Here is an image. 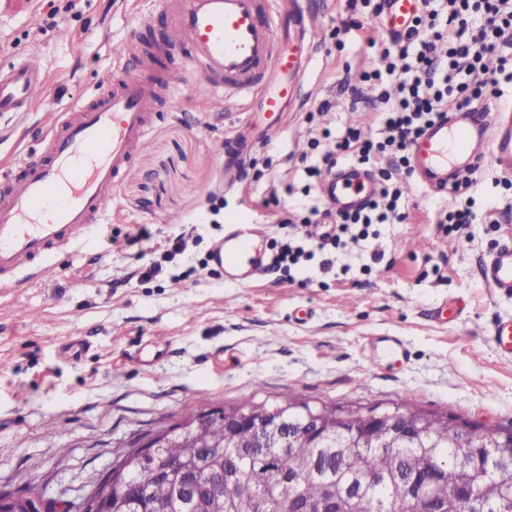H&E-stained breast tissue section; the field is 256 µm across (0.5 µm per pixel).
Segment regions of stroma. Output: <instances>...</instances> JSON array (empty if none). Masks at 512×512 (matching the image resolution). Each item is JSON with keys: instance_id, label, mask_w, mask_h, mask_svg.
Listing matches in <instances>:
<instances>
[{"instance_id": "1", "label": "stroma", "mask_w": 512, "mask_h": 512, "mask_svg": "<svg viewBox=\"0 0 512 512\" xmlns=\"http://www.w3.org/2000/svg\"><path fill=\"white\" fill-rule=\"evenodd\" d=\"M268 6L299 13L319 34L279 139L265 141V115L246 101L183 88L154 115L95 235L16 287H0V492L34 477L46 498L75 499L111 470L116 447L179 423L188 408L289 389L315 403H408L512 428V357L491 340L512 318V294L493 292L482 277L487 257L512 243V188L485 165L471 193L477 219L460 242L432 221L444 197L415 183L405 223L376 225L375 235L341 249H319L302 227L280 225L281 210L328 207L320 189L306 187L311 140L350 123L374 128L372 113L348 111L339 88L373 62L359 31L341 25L351 16L379 30L383 17L362 4L349 10L347 0ZM169 29L158 0H0V68L36 49L47 76L33 107L0 123V189L44 154L60 112L99 94L133 34L153 43ZM325 101L330 110L318 113ZM238 139L247 142L243 176L227 189L224 145ZM234 219L262 225L266 254L290 237L306 258L288 275L269 268L249 284L225 281L210 254ZM144 227L150 239L137 240ZM178 238L185 250L165 261ZM153 261L161 272L144 277ZM447 300L464 309L442 325L434 310ZM77 326L82 349L71 344ZM152 334L168 345L147 365L132 354ZM384 335L407 342L406 362L373 367L370 343Z\"/></svg>"}]
</instances>
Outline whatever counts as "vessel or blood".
I'll return each mask as SVG.
<instances>
[{"instance_id":"b4317fda","label":"vessel or blood","mask_w":512,"mask_h":512,"mask_svg":"<svg viewBox=\"0 0 512 512\" xmlns=\"http://www.w3.org/2000/svg\"><path fill=\"white\" fill-rule=\"evenodd\" d=\"M417 3L390 0L389 31H400ZM161 5L171 17L168 41L149 47L130 42L124 53L136 59L137 70L115 84L103 81L95 100L62 112L46 134L47 155L28 161L22 175L9 181L0 197L1 286L17 284L22 273L88 237L145 147L152 115L186 85L214 100L251 98L256 111L270 118L267 135L281 130L296 79L309 61L305 48L288 45L285 18L267 10L265 0H161ZM182 43L192 50L188 64L157 73L158 58ZM45 89L38 51L0 69V118L28 111ZM476 133L486 135L492 164L511 174L512 111L462 113L451 105L413 146L420 183L444 192L470 173V162L460 161L459 154ZM365 180L363 168L349 165L326 177L322 193L336 206L353 205ZM212 261L237 282L253 281L265 271L264 252L248 224L232 225ZM483 276L494 292L512 293V245L484 263ZM373 349L399 361L408 357L398 336L376 338Z\"/></svg>"}]
</instances>
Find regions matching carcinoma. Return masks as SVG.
Wrapping results in <instances>:
<instances>
[{"label":"carcinoma","instance_id":"cac0c4a2","mask_svg":"<svg viewBox=\"0 0 512 512\" xmlns=\"http://www.w3.org/2000/svg\"><path fill=\"white\" fill-rule=\"evenodd\" d=\"M371 408L411 413L426 425L419 427V435L410 448L404 447V442L385 425L377 427L381 440L377 448H330L297 429L291 437L273 439L270 446L257 449L252 447L253 434L247 426L234 432L237 448L224 447L227 415H240L253 423L271 419L274 411L294 417L306 410H322L330 415L339 409L351 414L363 411L361 406L339 408L311 403L286 391L272 402L247 400L222 408L224 415L211 418L201 435L180 434L165 449L164 464L172 467L187 460L189 449L200 438L213 445L197 466L204 479L214 475L223 478L224 494L202 500L194 512H276L284 497L297 495L317 501L334 489L349 490L343 503L347 512H395L409 501L415 474L426 468L436 469L438 479L432 494L444 504L463 471L480 472L476 497L453 503L452 512H512V429L501 434L499 461L493 465L483 449L455 446L461 423L457 416L407 404L375 403ZM138 483L143 494L130 501L127 512H155L171 503L173 482L161 481L151 469L144 468Z\"/></svg>","mask_w":512,"mask_h":512}]
</instances>
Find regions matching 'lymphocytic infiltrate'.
I'll list each match as a JSON object with an SVG mask.
<instances>
[{
  "mask_svg": "<svg viewBox=\"0 0 512 512\" xmlns=\"http://www.w3.org/2000/svg\"><path fill=\"white\" fill-rule=\"evenodd\" d=\"M364 41L379 50L375 67L365 75L377 94L368 97L361 86L347 81L342 88L350 94L352 111L374 112L386 136L376 141L360 129L348 128L332 149L313 158L305 172L318 178L345 161L371 169L384 155L391 156L392 163L378 169L381 181L361 206L338 212L339 233L322 234V243L336 247L350 230L364 239L372 225L406 220L402 200L405 177L411 172L410 150L440 116L448 97L464 108L482 100L483 84L472 83L470 77L483 70L487 56H496L497 74L512 81V0H420L406 30L386 43L368 32ZM471 186L468 180L453 184L447 204L435 212L433 221L445 233L476 221L472 210L457 204Z\"/></svg>",
  "mask_w": 512,
  "mask_h": 512,
  "instance_id": "1",
  "label": "lymphocytic infiltrate"
}]
</instances>
